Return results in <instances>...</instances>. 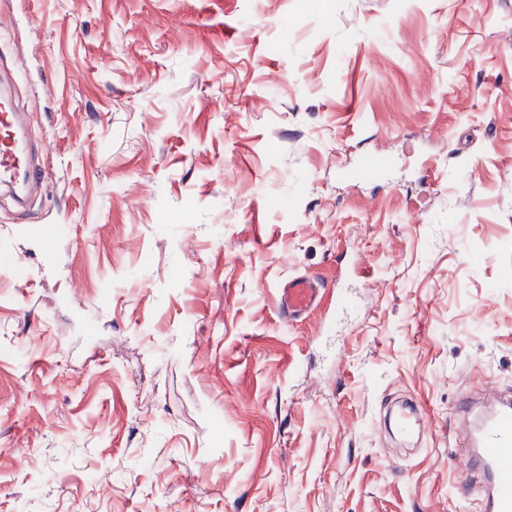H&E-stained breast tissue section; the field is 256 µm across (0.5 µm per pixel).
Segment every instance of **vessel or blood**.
Listing matches in <instances>:
<instances>
[{"label": "vessel or blood", "mask_w": 512, "mask_h": 512, "mask_svg": "<svg viewBox=\"0 0 512 512\" xmlns=\"http://www.w3.org/2000/svg\"><path fill=\"white\" fill-rule=\"evenodd\" d=\"M23 116L12 97H0V188L40 186L45 164L39 146L22 133ZM324 282L296 275L278 290V311L288 321L300 319L323 299ZM488 403L475 407L462 401L457 414L463 422L459 442L464 450L463 487L475 512H512V394L487 385Z\"/></svg>", "instance_id": "b4317fda"}]
</instances>
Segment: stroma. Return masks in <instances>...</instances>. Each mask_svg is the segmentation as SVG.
Wrapping results in <instances>:
<instances>
[{
	"label": "stroma",
	"instance_id": "35a3bbf8",
	"mask_svg": "<svg viewBox=\"0 0 512 512\" xmlns=\"http://www.w3.org/2000/svg\"><path fill=\"white\" fill-rule=\"evenodd\" d=\"M0 54L47 167L0 194V512H473L449 421L512 387V0H0ZM298 274L355 309L282 321Z\"/></svg>",
	"mask_w": 512,
	"mask_h": 512
}]
</instances>
